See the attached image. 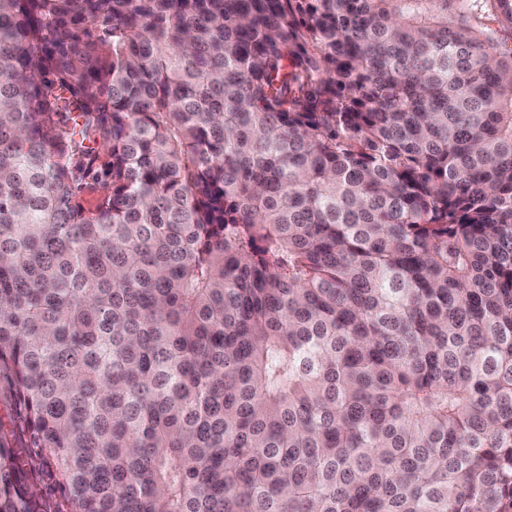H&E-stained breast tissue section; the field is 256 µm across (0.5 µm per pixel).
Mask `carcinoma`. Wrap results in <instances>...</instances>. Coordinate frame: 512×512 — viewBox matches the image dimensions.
<instances>
[{"mask_svg":"<svg viewBox=\"0 0 512 512\" xmlns=\"http://www.w3.org/2000/svg\"><path fill=\"white\" fill-rule=\"evenodd\" d=\"M1 395L0 512H512V0H0Z\"/></svg>","mask_w":512,"mask_h":512,"instance_id":"carcinoma-1","label":"carcinoma"}]
</instances>
